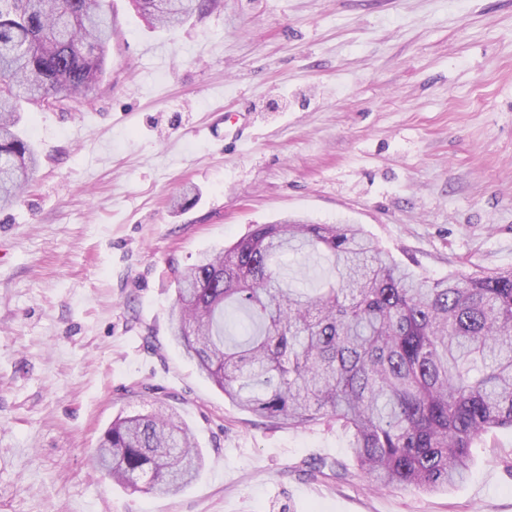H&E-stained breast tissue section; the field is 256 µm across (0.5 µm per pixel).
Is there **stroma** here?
I'll list each match as a JSON object with an SVG mask.
<instances>
[{"label": "stroma", "mask_w": 512, "mask_h": 512, "mask_svg": "<svg viewBox=\"0 0 512 512\" xmlns=\"http://www.w3.org/2000/svg\"><path fill=\"white\" fill-rule=\"evenodd\" d=\"M107 3L101 77L23 112L40 164L0 212V512H512V429L451 489L376 491L341 429L241 410L170 336L179 273L285 217L431 278L512 269V0H221L173 33ZM158 404L205 467L133 494L95 450Z\"/></svg>", "instance_id": "stroma-1"}]
</instances>
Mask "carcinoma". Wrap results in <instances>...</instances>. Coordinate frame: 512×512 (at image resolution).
Listing matches in <instances>:
<instances>
[{
    "instance_id": "cac0c4a2",
    "label": "carcinoma",
    "mask_w": 512,
    "mask_h": 512,
    "mask_svg": "<svg viewBox=\"0 0 512 512\" xmlns=\"http://www.w3.org/2000/svg\"><path fill=\"white\" fill-rule=\"evenodd\" d=\"M104 2L0 0V210L38 165L23 105L77 111L102 74L115 33ZM134 2L172 31L218 0ZM288 252L328 261L324 287L285 283ZM230 308L245 315L238 337ZM171 336L241 409L293 427L336 422L377 488L438 491L463 478L481 435L512 428V271L430 279L356 224L286 218L203 253L177 279ZM97 463L127 489L168 494L196 480L204 455L159 408L114 419Z\"/></svg>"
}]
</instances>
